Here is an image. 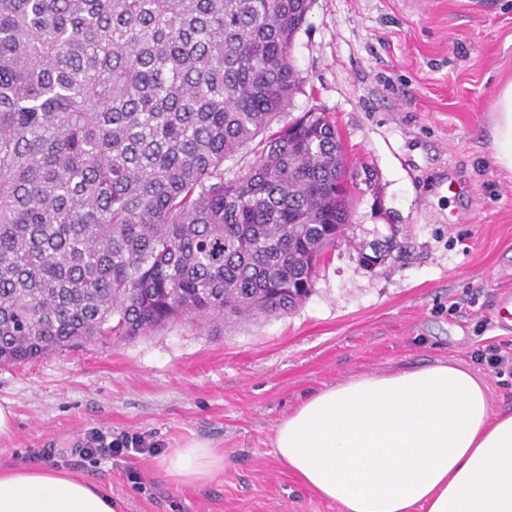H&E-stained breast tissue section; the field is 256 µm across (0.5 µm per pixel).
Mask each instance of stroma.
<instances>
[{
	"label": "stroma",
	"mask_w": 512,
	"mask_h": 512,
	"mask_svg": "<svg viewBox=\"0 0 512 512\" xmlns=\"http://www.w3.org/2000/svg\"><path fill=\"white\" fill-rule=\"evenodd\" d=\"M291 56L303 80L289 112H328L352 160L375 169L351 241L314 290L278 318L178 323L0 365L15 413L0 466L47 465L93 430L140 433L156 455L66 463L120 512H338L275 457L278 421L308 393L364 374L448 362L479 377L493 411L512 378L474 351L512 341V172L493 158L492 112L512 78V0H313ZM396 235L385 266L357 245ZM192 439L224 470L192 486L162 457Z\"/></svg>",
	"instance_id": "1"
}]
</instances>
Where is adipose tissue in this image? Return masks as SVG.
I'll use <instances>...</instances> for the list:
<instances>
[{"instance_id": "ef3b65f1", "label": "adipose tissue", "mask_w": 512, "mask_h": 512, "mask_svg": "<svg viewBox=\"0 0 512 512\" xmlns=\"http://www.w3.org/2000/svg\"><path fill=\"white\" fill-rule=\"evenodd\" d=\"M494 158L512 171V81L497 96ZM276 457L340 512H512V413L492 414L484 383L448 363L365 374L321 388L276 425ZM193 485L224 455L191 440L162 460ZM0 512H119L114 499L48 466L0 470Z\"/></svg>"}]
</instances>
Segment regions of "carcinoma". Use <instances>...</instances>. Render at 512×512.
Instances as JSON below:
<instances>
[{"instance_id": "1", "label": "carcinoma", "mask_w": 512, "mask_h": 512, "mask_svg": "<svg viewBox=\"0 0 512 512\" xmlns=\"http://www.w3.org/2000/svg\"><path fill=\"white\" fill-rule=\"evenodd\" d=\"M310 3L0 0L1 365L308 298L375 185L283 120Z\"/></svg>"}]
</instances>
